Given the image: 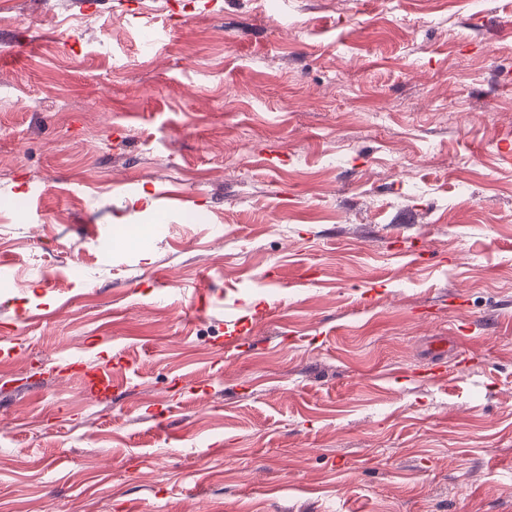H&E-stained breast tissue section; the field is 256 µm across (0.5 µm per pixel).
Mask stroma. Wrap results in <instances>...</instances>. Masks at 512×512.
<instances>
[{
  "label": "stroma",
  "instance_id": "35a3bbf8",
  "mask_svg": "<svg viewBox=\"0 0 512 512\" xmlns=\"http://www.w3.org/2000/svg\"><path fill=\"white\" fill-rule=\"evenodd\" d=\"M278 2L0 0V512H512V0Z\"/></svg>",
  "mask_w": 512,
  "mask_h": 512
}]
</instances>
